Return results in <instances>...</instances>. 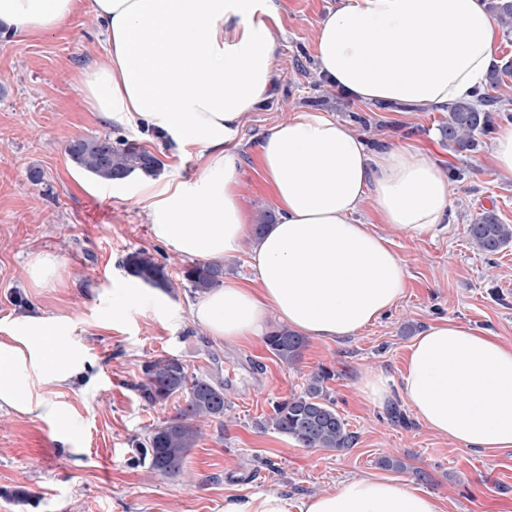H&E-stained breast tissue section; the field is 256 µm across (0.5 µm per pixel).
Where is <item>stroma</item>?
Here are the masks:
<instances>
[{
	"mask_svg": "<svg viewBox=\"0 0 512 512\" xmlns=\"http://www.w3.org/2000/svg\"><path fill=\"white\" fill-rule=\"evenodd\" d=\"M337 4L279 0L277 94L251 112L238 137L241 193L252 220L273 208L257 172L259 139L299 111L346 122L371 146L423 143L450 172L452 205L447 229L433 235L408 238L376 224L403 261V299L354 336L307 340L292 365L271 354L264 339L229 345L196 325L189 316L196 296L181 278L186 259L153 237L137 179L104 182L70 160L66 146L75 138H124L153 152L181 181L196 176L193 159L172 157L165 140L89 112L78 79L105 54L90 12L39 36L0 37V320L31 312L70 316L73 339L89 359L85 380L61 396L73 409L80 454L66 452L47 424L0 413V512H221L228 495L274 490L297 500L360 474L416 482L439 498L442 512H512V449L462 447L423 426L402 399L381 406L358 388L367 371L399 380L412 340L442 318L512 345V245L488 256L465 233L486 210L512 224V176L495 170L492 138L472 151L451 148L442 135L444 108L360 104L329 85L317 71L313 41ZM33 168L43 174L40 184L29 179ZM139 248L166 266L170 287L162 301L151 300L150 285L122 266ZM42 251L59 254L64 268L56 285L35 288L24 268ZM137 287L146 301L113 315V293ZM168 355L231 392L223 429H206L181 476L150 471L134 450L180 406L176 399L149 406L138 391L143 364ZM322 366L334 373L327 390L356 436L341 454L301 448L263 425L274 402L300 393ZM386 457L402 468L382 466ZM18 486L32 492L30 504L9 497Z\"/></svg>",
	"mask_w": 512,
	"mask_h": 512,
	"instance_id": "obj_1",
	"label": "stroma"
}]
</instances>
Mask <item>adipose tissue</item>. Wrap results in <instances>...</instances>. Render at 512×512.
<instances>
[{
  "instance_id": "obj_1",
  "label": "adipose tissue",
  "mask_w": 512,
  "mask_h": 512,
  "mask_svg": "<svg viewBox=\"0 0 512 512\" xmlns=\"http://www.w3.org/2000/svg\"><path fill=\"white\" fill-rule=\"evenodd\" d=\"M83 0H0V28L42 34ZM106 36L103 60L80 89L115 126L153 129L196 159L193 183L141 180L154 237L205 261L249 249L255 277L203 295L190 317L236 344L277 319L299 335L334 341L378 322L405 293L403 261L354 213L371 204L381 223L416 237L440 231L451 185L423 147L369 150L345 124L298 112L258 144L276 220L256 232L240 194L236 144L247 115L273 95L275 0H92ZM499 30L485 0H340L320 22L313 53L321 75L361 103L422 106L472 99L496 61ZM67 316L0 323V411L53 427L71 444V408L52 394L88 369ZM377 404L401 395L428 429L476 449L512 448V346L444 319L413 340L398 385L363 373ZM223 512H441L409 481L353 475L297 501L275 491L228 496Z\"/></svg>"
}]
</instances>
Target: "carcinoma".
Returning a JSON list of instances; mask_svg holds the SVG:
<instances>
[{
    "mask_svg": "<svg viewBox=\"0 0 512 512\" xmlns=\"http://www.w3.org/2000/svg\"><path fill=\"white\" fill-rule=\"evenodd\" d=\"M487 9L496 21L512 32V0H486ZM512 78V61L492 69L490 86L497 88L504 78ZM498 101H486L477 108L468 100L446 106L448 122L443 137L456 151H471L479 145L478 136L492 131L490 109ZM67 154L77 167L103 181H120L133 174L151 175L161 166L151 151L126 140L111 137H82L70 141ZM468 239L486 255H495L512 243V224H504L498 215L487 210L479 213L467 227ZM128 275L155 288L169 287L164 267L145 249L128 253L123 259ZM182 280L194 294L204 295L223 284L224 264L193 261L181 272ZM269 351L285 364L297 362L306 346L305 338L286 327L274 328L266 337ZM144 381L138 386L141 398L151 406H164L174 396L183 397L184 404L177 414L154 427L144 440L135 444L138 459L148 462L154 472L177 476L191 448L202 439L201 424L224 426V414L229 401L224 382L198 375L181 358L160 356L144 363ZM333 371L321 367L306 380L303 391L272 407L268 424L278 433L294 440L302 448L342 452L354 445L356 436L345 428L336 412L335 402L326 390L325 382Z\"/></svg>",
    "mask_w": 512,
    "mask_h": 512,
    "instance_id": "obj_1",
    "label": "carcinoma"
}]
</instances>
